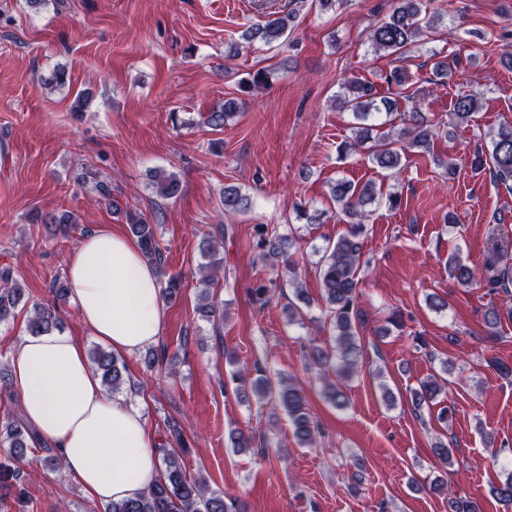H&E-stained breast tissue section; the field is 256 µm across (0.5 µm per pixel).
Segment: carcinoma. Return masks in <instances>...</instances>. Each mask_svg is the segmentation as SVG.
<instances>
[{"label":"carcinoma","mask_w":512,"mask_h":512,"mask_svg":"<svg viewBox=\"0 0 512 512\" xmlns=\"http://www.w3.org/2000/svg\"><path fill=\"white\" fill-rule=\"evenodd\" d=\"M296 11L284 16L267 18L263 22L248 26L242 33V40L250 46L260 44L272 46L288 43ZM441 16L427 10L426 0H394L392 13L370 32V41L376 51L393 53L408 49L424 41V37L436 28ZM269 75L258 70L251 78L240 82L241 91L250 93L266 85ZM375 87L370 82L350 79L343 84V91L337 100L341 108L352 112L358 121L352 140L342 144L345 152H362L372 164L383 171L397 176L402 171V157L407 149L428 150L435 137V124L420 112L401 113L402 128L394 133L381 131L379 126L368 123L371 111L378 110L374 103ZM480 92L470 89L456 96L451 115L458 122H467L478 111ZM239 103L228 99L220 109L208 113L206 123L222 128L238 114ZM478 165L486 164L493 175L506 183L512 179V124L498 129L492 140L489 161L476 157ZM155 192L163 198H174L180 193V181L171 172L155 170L150 175ZM94 190L108 201L115 212L123 211L118 199L112 195V187L102 180L93 185ZM330 196L339 213L348 218V232L329 243L319 260L320 275L325 302L324 314L329 320L335 346L328 351L318 346L311 348L309 356L324 383V398L342 409L347 404L343 385L357 373L363 361L364 349L360 328L363 325L359 308L358 274L361 267L362 242L360 236L369 217L368 207L382 198V191L369 182L359 187L346 180L330 185ZM224 213H244L251 206L247 194L235 186H227L220 195ZM131 235L136 239L144 256L156 266L160 279L162 298L172 301L178 297L182 281L166 275V258L158 240L159 225L138 213H127ZM227 227L218 224L209 231L201 242V251L207 262L201 265V304L197 311L214 323L224 321V306L214 301L219 274L224 269L221 249ZM257 246L261 257L272 268L286 273L295 284L294 299L285 310L288 324L303 323V309L310 306V300L303 288L295 283L296 268L290 250L295 235H283L274 227L259 224L256 228ZM448 276L462 286H469L477 279V272L458 253L448 257ZM486 285L494 292L512 294V252L506 246H495L487 255L482 271ZM26 289L7 267H0V323L15 318V312L25 297ZM512 317V310L503 312L496 304L487 306L483 314L486 335L496 336L504 315ZM58 311L38 302L33 303L31 315L26 321L27 334L38 336L60 328ZM90 361L95 365L103 387L114 394L130 384L125 361L106 348L95 345L89 352ZM232 380L239 382L237 394L243 398L255 393L259 400L281 407L288 415L295 440L305 446L316 443L321 434L320 423L308 406L304 391L297 385L282 379L272 381L266 376L260 364L243 367L232 374ZM447 386V379L430 376L421 380L411 391L414 411L419 413L428 407ZM171 436L180 449L163 448V470L156 483L138 497L106 504L104 512H232L233 504L224 499V494L209 489L205 480L187 474L180 452L186 451L178 429L170 430ZM38 441L21 415L8 412L0 418V503L20 491L25 480V466L29 453ZM448 512H478V506L471 498L448 485ZM492 496L499 502L512 505V473L506 480L491 489Z\"/></svg>","instance_id":"carcinoma-1"}]
</instances>
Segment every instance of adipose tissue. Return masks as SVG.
<instances>
[{"mask_svg":"<svg viewBox=\"0 0 512 512\" xmlns=\"http://www.w3.org/2000/svg\"><path fill=\"white\" fill-rule=\"evenodd\" d=\"M67 280L81 325L112 352L146 349L162 336L156 268L123 232L106 225L84 236ZM10 373L25 422L90 499L132 498L159 477L154 437L140 408L104 389L78 338L24 336Z\"/></svg>","mask_w":512,"mask_h":512,"instance_id":"adipose-tissue-1","label":"adipose tissue"}]
</instances>
